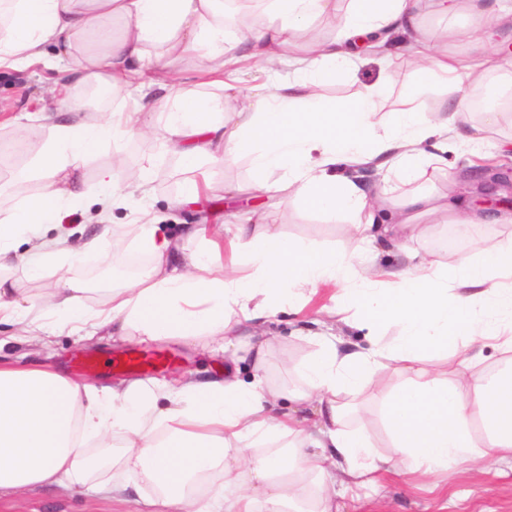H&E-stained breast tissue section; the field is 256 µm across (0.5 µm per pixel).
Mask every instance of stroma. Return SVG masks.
I'll return each instance as SVG.
<instances>
[{"mask_svg":"<svg viewBox=\"0 0 512 512\" xmlns=\"http://www.w3.org/2000/svg\"><path fill=\"white\" fill-rule=\"evenodd\" d=\"M390 81V103L392 108L415 107L426 113H433L445 107L446 96L440 86H432L422 95L413 90L420 80L412 58L405 49H397L391 64L382 63L379 58L358 61L356 67L336 80L323 86V96L339 105L360 95L366 86L382 79ZM64 77L61 72L47 69L24 71L0 70V144L8 143L15 131L7 120L13 116L22 117L23 128L36 139H45L48 130L36 121L37 112L54 108L57 99L52 90L61 86ZM131 151L136 166H151L153 182L147 196L135 192L137 179H123L126 191L131 192L129 204L114 203L108 225L102 226L87 221L79 212L64 217L65 228L75 230V242L94 236L101 237V248L93 256L66 265L61 276L75 282L83 290L87 307H101L112 287H124L131 283L128 275L119 274L118 268L128 259H140L142 266H149L153 258L140 246L142 227L138 224L131 207L147 206L157 216L166 233L177 239L183 253L190 254L201 248L200 239L188 237L185 225L195 224L199 216L193 207H178L174 201L181 192L178 179L180 166L177 156L168 151L159 140L145 139L132 134L117 142L102 145L90 158L82 171L87 189H94L100 168L112 161L118 151ZM467 148L452 145L448 148V162L414 183L415 191L442 194L448 190V180L454 175H463L468 157ZM29 158L0 151V169L10 173L11 183L0 185V206H14L21 197L36 192L37 180L28 175ZM204 190L209 200L218 205L222 214L235 212L225 190L229 187L249 188L257 180L249 158L228 157L223 162L204 164L200 170ZM262 204H275L277 222L291 237L306 238L319 246L335 248L345 252L357 250L358 242L349 233V226L357 220L356 215L328 218L310 212L298 201L280 204L278 196L269 193L261 195ZM420 223L426 224L424 236L414 240V247L423 254L431 255L443 262H451L456 256L471 255L475 244L481 239H491L502 247H512V224H473L458 227L446 223L444 218L423 215ZM333 285L322 286L316 296L301 313L283 310L271 318L263 327L265 335L276 337L278 346L268 359V375L280 384L291 387L299 384V365L312 355L317 345L312 333L327 337L347 333L349 339L360 345H367L369 330L366 325L348 330L340 325H315L314 320L321 307L333 293ZM9 326L0 324V358L18 364L32 361H49L54 367L81 384L94 386L130 382L131 377L122 372L106 369L87 375L75 365L77 358L94 355L108 358L127 349H137L145 354H161L167 360L164 377H177L193 373L204 380L217 375L224 368L223 354H211L202 340L182 342L174 340L126 341L104 337L97 343L81 340L79 335L61 332L53 336L50 346L43 347L33 342L15 340ZM360 410L348 419L350 428L363 430L375 444L379 453H387L388 436L382 423L381 401L374 390L359 395ZM454 495V502H446V495ZM380 506L382 512H512V477L498 478L481 472L478 468H463L452 476L435 477L434 480L418 482L403 476L383 475L374 499L340 497L336 500L338 512H371L373 506ZM126 503L100 494L93 485L69 488L34 489L15 498L0 502V512H127Z\"/></svg>","mask_w":512,"mask_h":512,"instance_id":"35a3bbf8","label":"stroma"}]
</instances>
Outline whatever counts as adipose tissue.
<instances>
[{
	"label": "adipose tissue",
	"mask_w": 512,
	"mask_h": 512,
	"mask_svg": "<svg viewBox=\"0 0 512 512\" xmlns=\"http://www.w3.org/2000/svg\"><path fill=\"white\" fill-rule=\"evenodd\" d=\"M464 8L466 27L437 33L422 26L426 10L453 16ZM223 16V0H0V69L40 64L63 70L76 86L109 92L134 83L160 91L96 118L73 96L45 114L49 135L28 150L30 175L41 187L0 208V270L19 266L40 279L97 250L94 239L72 246L62 216L80 210L108 222L122 157L99 171L95 193H87L80 171L102 144L144 130L148 110L164 113L162 137L181 160L178 204L200 202L194 174L204 160L244 155L262 177L279 175L275 184H256V193L276 190L328 215L356 213L350 231L360 248L348 254L288 237L267 211L249 210L213 231L195 225L191 233L203 246L183 259L141 209V245L155 262L127 287L111 289L100 311L89 312L79 288L63 277L36 311L0 278V323L27 335L108 326L129 338L204 336L224 350L223 377L185 376L174 385L97 388L53 368L0 362V498L81 484L98 472V490L128 500L132 512H334L337 494L377 484L383 473L425 478L488 460L498 476L512 475V248L486 244L448 264L407 247L404 267L360 272L377 237H420L419 214H443L454 224H512V210L476 212L453 182L445 194L409 192L396 205L390 186L371 188L356 175L370 167L416 182L443 163L449 140L477 142L500 123L512 96L507 63L498 67L499 102L481 123L466 122L467 89L487 76L489 17L477 0H351L343 13L336 0H268L263 18L230 36ZM317 17L335 21L334 38L309 37ZM395 33L407 35L414 57L427 60V74L441 78L448 110L389 109L383 81L340 109L323 99L321 86L349 72L360 47L382 52ZM90 36L99 46L94 54L82 50ZM443 37L466 43V58L435 53ZM177 56L203 58L201 75L219 96L199 98L168 82ZM242 63L266 80L251 96H228ZM282 63L291 70L284 81ZM329 282L342 286L333 314L353 309L374 325L396 323L399 335L370 349L321 337L292 390L270 382L266 362L275 341L265 338L253 342L252 377L242 379L234 353L244 341L240 325L297 308ZM491 347L506 357L492 374L484 368ZM385 358L398 363L403 380L383 398L390 448L381 455L362 431L348 428L346 397L378 384ZM90 441L121 452L109 461L90 457ZM261 445L266 453L255 454ZM212 473L233 498L197 495ZM134 478L157 495L129 498Z\"/></svg>",
	"instance_id": "1"
}]
</instances>
